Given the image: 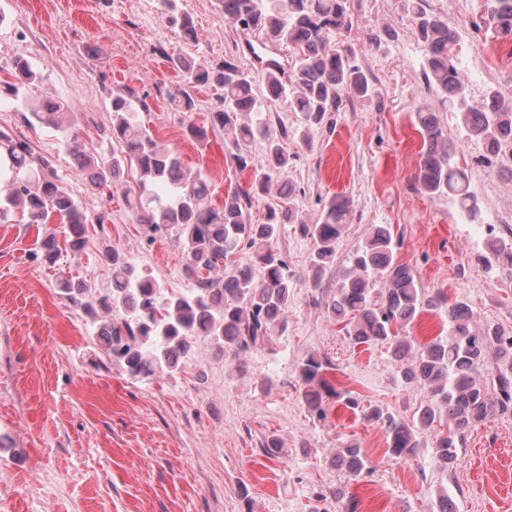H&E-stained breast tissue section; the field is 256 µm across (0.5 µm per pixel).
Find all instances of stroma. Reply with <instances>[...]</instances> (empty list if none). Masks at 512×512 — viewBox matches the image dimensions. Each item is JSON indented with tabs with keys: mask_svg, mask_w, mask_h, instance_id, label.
Wrapping results in <instances>:
<instances>
[{
	"mask_svg": "<svg viewBox=\"0 0 512 512\" xmlns=\"http://www.w3.org/2000/svg\"><path fill=\"white\" fill-rule=\"evenodd\" d=\"M195 29L184 39L168 23L162 0H0V80L12 64L39 71L35 98L69 105L80 123L83 149L110 160L101 132L112 122V97L146 99L139 121L159 144L179 153L186 168L208 181L210 205L251 181L210 126L218 105L214 89L195 94L182 117L168 102L182 83L166 54L209 64L234 56L248 67L255 33L225 20L216 0H178ZM461 36L460 60L481 70V85L467 89L477 104L491 87L512 92V65L486 68L482 48L512 50V40L488 29L483 0H426ZM342 38L374 78L375 92L345 101L307 140L295 137L298 113L273 105L269 137L292 156L290 180L303 222L312 224L334 196L351 210L336 242V260L312 286L313 240L285 225L277 248L292 275L288 328L245 357L246 371L205 340L196 341L171 375L135 379L95 339L110 318L101 309L112 295V269L101 256L111 245L137 266L151 269L165 294L191 288L185 259L166 235L147 242L124 202L122 187L94 189L77 175L61 133L25 123L13 100H0V128L49 158L91 220L112 213L111 224L87 227L80 254L61 250L55 264L37 259L38 236L60 234L57 217L33 227L0 221V512H438L448 491L458 512H512V413L473 429L457 458L442 467L433 454L446 425L421 435L416 457L389 455L380 425L362 411L379 407L413 423L425 399L405 385L386 345H356L339 332L318 298L335 286L348 256L374 224H387L401 263L426 294L443 291L472 311L477 331L512 336V263L491 260V242L512 240V171L501 168L481 143L457 154L490 231L476 233L445 197L422 194L416 184L422 139L414 113L435 104L423 77V43L404 0H351ZM207 130L190 137L186 124ZM85 284L96 315L73 308L56 281ZM326 359L327 379L359 403L351 410L328 401L325 418L308 412L296 367L308 355ZM276 436L278 456L265 453ZM370 466L350 477L336 456L348 444Z\"/></svg>",
	"mask_w": 512,
	"mask_h": 512,
	"instance_id": "35a3bbf8",
	"label": "stroma"
}]
</instances>
